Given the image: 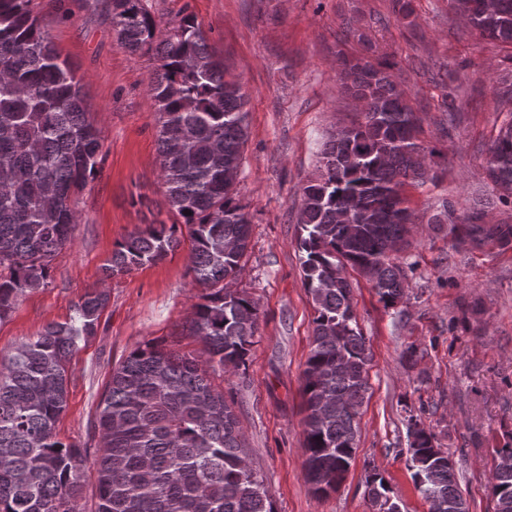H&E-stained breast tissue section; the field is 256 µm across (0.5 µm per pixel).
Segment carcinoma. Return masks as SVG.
<instances>
[{"label": "carcinoma", "instance_id": "obj_1", "mask_svg": "<svg viewBox=\"0 0 512 512\" xmlns=\"http://www.w3.org/2000/svg\"><path fill=\"white\" fill-rule=\"evenodd\" d=\"M30 0H0V321L27 291L42 288L54 257L79 220L72 196L103 162L98 128L82 85L61 58ZM132 54L154 52L150 91L165 204L176 221L154 220L117 241L103 280L163 260L188 232L189 274L207 293L193 306L184 335L203 343L207 359L157 340L132 350L107 382L94 429L101 445L96 512H273L263 481L246 463L238 417L211 375L246 366L258 331V306L227 287L243 269L250 218L224 169L241 162L247 94L191 15L153 42L146 0H85ZM479 37L512 46V0H450ZM395 64L344 58L337 74L360 107L336 129L318 174L303 188L298 246L314 310L303 371L305 476L340 482L359 442V409L369 389L371 355L357 327L346 268L364 278L386 308L405 292L397 255L410 245L414 215L404 187L434 180L421 119L395 80ZM496 196L476 199L454 220L449 207L428 223L449 224L458 246L512 244V224L478 219L512 201V109L485 160ZM110 293L95 287L73 303L64 323H50L0 361V512H80L89 449L58 438L68 405L67 363L96 335ZM411 478L431 506L468 512L448 453L435 435L408 420ZM366 491L384 512L390 487L379 472ZM491 493L495 512H512V442L497 452Z\"/></svg>", "mask_w": 512, "mask_h": 512}]
</instances>
